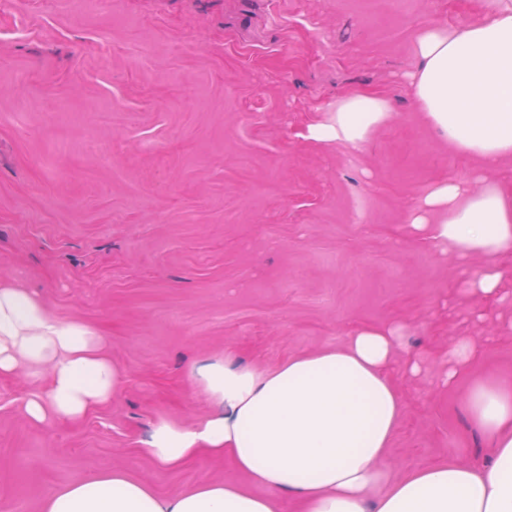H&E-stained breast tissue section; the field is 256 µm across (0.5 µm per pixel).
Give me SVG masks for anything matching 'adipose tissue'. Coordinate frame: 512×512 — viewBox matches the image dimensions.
I'll use <instances>...</instances> for the list:
<instances>
[{
  "instance_id": "ef3b65f1",
  "label": "adipose tissue",
  "mask_w": 512,
  "mask_h": 512,
  "mask_svg": "<svg viewBox=\"0 0 512 512\" xmlns=\"http://www.w3.org/2000/svg\"><path fill=\"white\" fill-rule=\"evenodd\" d=\"M415 50L421 63L406 81L420 112L482 170L436 185L411 222L452 260L485 257L466 290L484 320L512 284V191L496 177L512 157V0L459 28H420ZM393 114L386 94L354 91L305 137L358 151ZM404 330L364 326L342 347L272 368L227 357L195 364L190 379L212 413L191 424L157 418L139 452L166 470L227 457L236 478L163 496L124 471H102L52 491L42 512H279L286 495L303 512H512V380L496 375L475 378L462 399L491 443L485 468L442 461L387 481L381 462L404 409L389 369ZM44 372L48 393L21 404L36 423L83 419L112 401L124 377L97 329L52 316L36 293L0 280V375Z\"/></svg>"
}]
</instances>
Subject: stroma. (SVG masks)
Returning <instances> with one entry per match:
<instances>
[{"label":"stroma","mask_w":512,"mask_h":512,"mask_svg":"<svg viewBox=\"0 0 512 512\" xmlns=\"http://www.w3.org/2000/svg\"><path fill=\"white\" fill-rule=\"evenodd\" d=\"M496 0H0V279L94 326L125 371L112 402L39 424L48 375L0 376V512L120 469L160 494L235 477L228 458L162 469L138 452L160 416L209 405L191 366L271 367L406 325L390 369L404 413L390 477L488 463L461 408L474 377L512 376V297L480 322L448 260L408 218L439 181L477 175L407 85L416 31ZM396 112L362 150L304 138L336 100ZM453 336L487 338L450 384ZM422 371L408 374L407 353Z\"/></svg>","instance_id":"stroma-1"}]
</instances>
